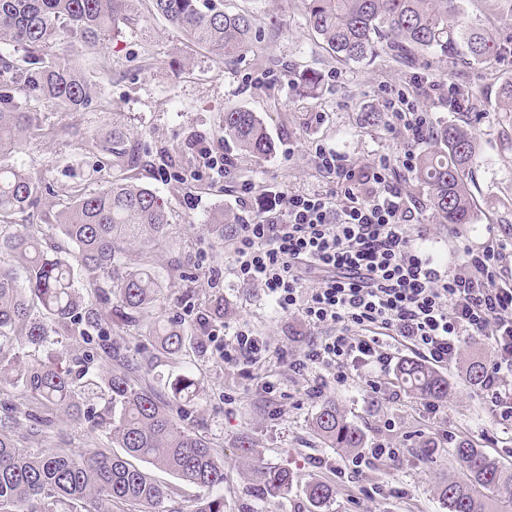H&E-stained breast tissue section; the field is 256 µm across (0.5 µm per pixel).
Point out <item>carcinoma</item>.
<instances>
[{"instance_id": "carcinoma-1", "label": "carcinoma", "mask_w": 512, "mask_h": 512, "mask_svg": "<svg viewBox=\"0 0 512 512\" xmlns=\"http://www.w3.org/2000/svg\"><path fill=\"white\" fill-rule=\"evenodd\" d=\"M138 0H0V386L12 399L0 402V512H112L121 504L130 512H167L176 488L92 440L75 453L52 443L55 421L63 414L101 430L133 458L169 471L181 482L207 491L194 512H224V461L213 443L179 424L172 405L199 400L200 385L190 372L167 384L165 398L153 386L136 383L137 367L119 358L112 336L139 326L157 300L161 281L148 262L126 266V249L146 251L170 226L167 206L149 187L119 178L103 191L71 200L55 223L13 232L1 227L34 205L39 182L4 162L18 149L20 137L40 128L38 113L18 102L21 94L69 110L86 109L92 88L72 59L57 50L94 45L129 21ZM168 24L218 56H239L256 38L249 11L228 12L223 0H152ZM308 29L337 60L360 62L384 54L404 66L431 53L451 61L482 62L498 52L492 34L469 17L465 0H304ZM498 109L512 112V78L498 91ZM224 133L255 158L274 152L267 128L254 112L224 113ZM127 134H112L105 151L129 170L141 157L127 146ZM478 163L476 139L456 124L433 128L421 154L416 179L426 188L432 210L443 224H470L473 204L464 183ZM77 247L73 257L60 241ZM87 277L95 301L86 304L75 285L74 266ZM149 333L160 353L176 356L187 337L176 322L156 318ZM78 336L98 342L117 366L99 374L84 365H64L63 353L50 351L51 336ZM397 380L417 396L444 399L449 385L433 367L403 359ZM93 395L106 391L110 406L101 415L92 403L78 401L75 383ZM329 448L354 450L365 435L332 402L322 405L311 423ZM24 440L45 442L24 448ZM463 478L438 488L447 512H489L488 501L512 505V468L501 465L466 442L452 449ZM257 493L274 499L288 493L285 468L258 466ZM312 512H322L333 497L322 481L306 486Z\"/></svg>"}]
</instances>
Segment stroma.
<instances>
[{
  "mask_svg": "<svg viewBox=\"0 0 512 512\" xmlns=\"http://www.w3.org/2000/svg\"><path fill=\"white\" fill-rule=\"evenodd\" d=\"M224 7L257 17L259 37L239 58L222 59L193 44L155 13L150 0H140L120 34L106 36L80 59L95 92L92 106L75 112L32 103L42 128L23 138L15 159L39 180L41 190L37 204L15 221H53L73 197L106 187L113 170L102 166L101 154L89 151L88 143L109 139L116 128L129 133L130 145L142 155L134 171L137 183L153 189L171 212L169 236L150 253L162 281L155 313L182 323L192 341L176 365L158 359L146 331L113 342L140 361V383L163 388L179 367L199 378V404L187 422L224 454V512H311L304 487L312 480L334 489L324 512H445L436 488L461 474L451 455L456 443L470 442L512 467V432L495 421L480 388L465 374L471 359L491 362L485 341L462 338L455 359L441 366L451 392L434 413L424 399L402 390L394 365L382 372L370 365L359 368L347 382L329 383L322 397L309 398L312 373H294L290 363L310 341L331 335L332 327L314 328L301 315L280 313L264 288L239 283L211 221L218 210L237 212L235 198L245 185L255 205L274 193L325 189L313 161L320 144L359 165L382 154L395 161L408 150L421 153L426 142L413 141L404 131L390 133L382 121L363 122L365 113L379 111L384 89L392 87L404 90L432 124L454 123L474 132L481 155L467 179L475 203L470 224L439 223L413 172H404L406 191L417 205L408 231L420 235L421 250L454 272L464 245L480 246L492 234L512 239V136L507 133L512 120L496 108L498 86L512 76V0H471L468 8L500 44L497 58L456 64L427 55L411 69L387 57L338 62L308 30L303 0H224ZM307 71L319 77L312 94L301 84ZM434 82L468 92V108L451 112L440 106L428 90ZM234 108L262 118L275 145L270 158L256 160L225 138L224 113ZM204 140L231 158L224 179L202 176L198 149ZM191 171L200 172V179L181 181V174ZM208 323L253 330L272 348L254 365L225 364L206 336ZM267 380L279 383L280 396L265 393ZM376 384L381 393L373 392ZM328 400L362 429L367 447L397 449L396 461L357 478L344 477L352 452L326 447L310 425ZM243 437L252 442L254 458L239 457L236 445ZM258 459L291 473L293 484L283 498L257 499ZM376 486L384 497L370 498Z\"/></svg>",
  "mask_w": 512,
  "mask_h": 512,
  "instance_id": "stroma-1",
  "label": "stroma"
}]
</instances>
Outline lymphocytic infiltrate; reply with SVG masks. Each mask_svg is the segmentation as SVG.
<instances>
[{
    "mask_svg": "<svg viewBox=\"0 0 512 512\" xmlns=\"http://www.w3.org/2000/svg\"><path fill=\"white\" fill-rule=\"evenodd\" d=\"M381 110L390 129L413 140L427 137L431 123L407 94L392 89ZM315 163L328 190L274 198L261 215L243 219L232 238V271L245 285L266 288L279 310L313 326H333V335L307 345L296 364L314 373L310 396L329 382H344L362 365L386 368L391 358L378 334L393 332L427 362L444 365L462 337L480 336L493 352L481 384L499 424L512 426V282L500 263L507 240L491 238L463 249V272L441 270L421 253L406 225L415 213L399 168L380 156L359 166L322 145ZM315 288H307L308 279ZM269 342L248 330L224 333L225 363L259 362Z\"/></svg>",
    "mask_w": 512,
    "mask_h": 512,
    "instance_id": "1",
    "label": "lymphocytic infiltrate"
}]
</instances>
